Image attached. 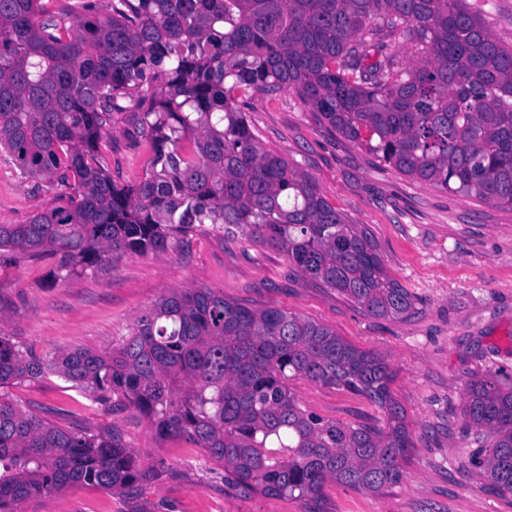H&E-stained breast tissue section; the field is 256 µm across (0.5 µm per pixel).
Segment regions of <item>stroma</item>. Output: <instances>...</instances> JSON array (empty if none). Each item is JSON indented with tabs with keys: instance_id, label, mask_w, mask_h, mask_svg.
Wrapping results in <instances>:
<instances>
[{
	"instance_id": "1",
	"label": "stroma",
	"mask_w": 512,
	"mask_h": 512,
	"mask_svg": "<svg viewBox=\"0 0 512 512\" xmlns=\"http://www.w3.org/2000/svg\"><path fill=\"white\" fill-rule=\"evenodd\" d=\"M261 146L308 172L327 201L368 225L388 272L415 296L405 319L375 318L301 274L271 246L204 225L167 253L126 255L95 273L52 283L49 260L0 267V334L51 357L75 349L110 352L135 318L168 291L206 287L252 308L276 307L336 331L383 357L414 443L405 475L382 495L331 484L328 512H512V493L483 476L460 416L471 376L492 372L512 386V207L414 180L332 131L294 91L256 94L244 107ZM133 116L112 115L109 169L140 181L151 155L132 138ZM56 187L20 178L0 156V224H23L50 207ZM300 404L347 424H378L380 411L352 393L299 379ZM24 410L68 426L115 432L159 479L126 492L92 486L32 498L18 512H304L302 501L241 497L221 466L179 437H162L119 399L97 400L49 374L6 387Z\"/></svg>"
}]
</instances>
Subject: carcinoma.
<instances>
[{
	"label": "carcinoma",
	"instance_id": "1",
	"mask_svg": "<svg viewBox=\"0 0 512 512\" xmlns=\"http://www.w3.org/2000/svg\"><path fill=\"white\" fill-rule=\"evenodd\" d=\"M77 30L41 0H0V151L23 178L63 188L25 224H0V264L57 258L53 283L124 255L163 253L210 224L283 251L303 274L377 318L414 295L387 271L369 229L315 179L267 152L243 98L294 91L328 126L400 173L512 207V45L468 0H109ZM406 45L410 61L392 51ZM151 145L144 178L115 181L100 151L112 113ZM52 372L123 398L155 432L193 442L240 495L324 512L327 484L382 494L413 442L395 373L330 328L279 308L175 289L107 354L44 359L0 336V388ZM305 379L365 398L384 424L304 409ZM461 414L482 434L484 477L512 493V387L467 383ZM117 434L63 428L0 395V512L64 488L123 492L157 479Z\"/></svg>",
	"mask_w": 512,
	"mask_h": 512
}]
</instances>
